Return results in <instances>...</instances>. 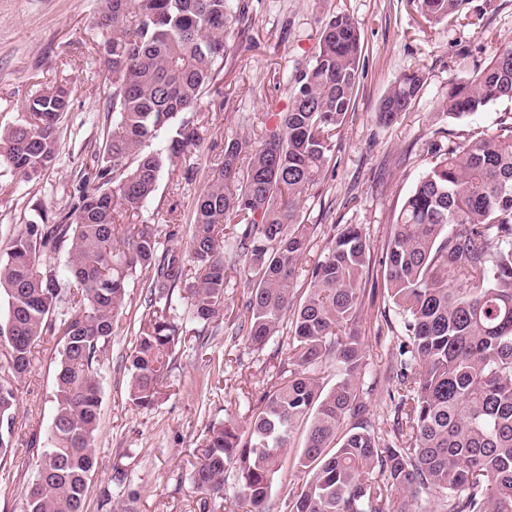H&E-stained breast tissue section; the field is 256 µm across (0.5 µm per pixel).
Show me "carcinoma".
I'll return each instance as SVG.
<instances>
[{
  "label": "carcinoma",
  "mask_w": 512,
  "mask_h": 512,
  "mask_svg": "<svg viewBox=\"0 0 512 512\" xmlns=\"http://www.w3.org/2000/svg\"><path fill=\"white\" fill-rule=\"evenodd\" d=\"M429 23L451 20L466 0H413ZM98 48L108 66L112 134L81 170L68 211L31 221L0 251V468L14 460L20 385L40 338L60 337L54 412L37 455L29 512H86L98 466L100 358L127 304L128 285L148 272L144 309L126 357L127 394L138 410L160 400L187 323L202 336L226 328L263 349L289 325L288 367L245 428L209 424L191 471L194 487L224 498L237 476L242 512H270L285 477L289 512H512V116L496 130L431 144V164L395 214L382 248L383 286L401 315L386 379L394 425L356 417L367 366L362 274L371 250L349 225L323 257L301 266L319 225L301 219L321 183L359 78V30L346 14L322 22L316 51L296 70L284 112H265L261 140L224 144L197 197L187 250L160 249L178 230L140 219L160 173L200 142L193 112L231 48L224 35L248 14L246 0H101ZM424 75H402L382 100L391 125L417 99ZM512 100V44L452 86L438 104L460 119ZM70 93L47 86L21 123L0 130V168L33 182L60 152L58 123ZM172 131L167 151L153 147ZM68 248L69 281L53 258ZM248 284L244 321L227 317L234 276ZM307 282L297 298L294 283ZM187 320L170 315L174 291ZM336 364V383L324 372ZM305 445L291 452L295 426ZM291 464H286V461Z\"/></svg>",
  "instance_id": "carcinoma-1"
}]
</instances>
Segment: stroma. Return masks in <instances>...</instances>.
<instances>
[{
	"instance_id": "stroma-1",
	"label": "stroma",
	"mask_w": 512,
	"mask_h": 512,
	"mask_svg": "<svg viewBox=\"0 0 512 512\" xmlns=\"http://www.w3.org/2000/svg\"><path fill=\"white\" fill-rule=\"evenodd\" d=\"M334 14L356 23L362 46L353 105L336 140L333 159L314 197L304 204L309 224H356L366 233L373 260L363 272V288L374 301L365 305L362 328L368 365L360 378L367 419L389 416L385 372L394 360L395 338H375L374 322L386 314L400 318L383 290L381 249L393 217L431 158L432 141L454 140L467 130L495 129L512 101L500 100L463 119L443 116L439 101L452 82L485 66L493 51L512 42V0H469L463 14L428 24L411 0H250L244 20L226 38L235 51L198 105L203 141L189 160L193 177L164 169L143 215L188 225L194 202L207 183L227 140L253 136L263 113L288 106L291 81L315 48L322 21ZM96 0H0V128L21 122L29 100L46 84L61 83L71 93L70 110L57 130L59 158L40 180L25 182L0 170V247L43 209L67 212L79 170L112 130L107 68L95 41ZM424 74V86L409 112L385 126L377 119L382 99L403 73ZM145 274L128 289L126 313L100 365V448L91 480L87 512H232L236 476L224 498L197 491L190 480L196 448L211 423L245 426L261 396L278 380L288 360V340L277 336L260 351L245 339L209 337L204 354L184 349L176 356L162 401L142 412L127 398L125 357L139 325L147 291ZM59 339L45 335L32 372L21 386L13 443L16 462L0 469V512H27L26 492L34 478L37 451L46 442L53 415V380ZM213 365H205V357ZM124 470L137 493L134 502L113 495L112 476Z\"/></svg>"
}]
</instances>
